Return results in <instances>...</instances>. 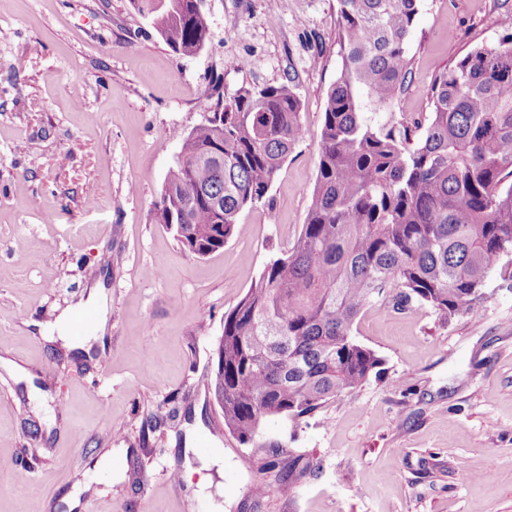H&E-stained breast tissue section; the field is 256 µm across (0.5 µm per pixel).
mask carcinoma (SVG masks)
Returning <instances> with one entry per match:
<instances>
[{"label": "carcinoma", "mask_w": 512, "mask_h": 512, "mask_svg": "<svg viewBox=\"0 0 512 512\" xmlns=\"http://www.w3.org/2000/svg\"><path fill=\"white\" fill-rule=\"evenodd\" d=\"M199 2L131 0L187 57L211 34ZM336 2L342 66L327 93L306 222L224 314L217 347L224 428L257 451L266 419L298 421L382 373L383 359L353 333L367 306L416 303L444 322L475 316L487 275L512 256V26L437 72L428 114L380 125L371 114L392 105L410 73L421 0ZM293 81L232 95L222 73L205 84L210 116L183 140L152 209L190 253L224 247L304 137ZM271 454L288 460L261 464L279 471L252 485L257 502L319 469L292 448Z\"/></svg>", "instance_id": "obj_1"}]
</instances>
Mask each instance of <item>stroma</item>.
<instances>
[{
	"instance_id": "stroma-1",
	"label": "stroma",
	"mask_w": 512,
	"mask_h": 512,
	"mask_svg": "<svg viewBox=\"0 0 512 512\" xmlns=\"http://www.w3.org/2000/svg\"><path fill=\"white\" fill-rule=\"evenodd\" d=\"M202 10L213 39L181 57L130 0H0V458L22 463L0 469V512H512V284L496 271L476 318L366 308L354 333L382 374L300 422L265 421L261 443L321 470L250 498L257 455L212 403L216 349L225 313L306 220L338 14L336 0ZM510 12L512 0H422L411 72L376 122L427 111L437 71L493 45ZM248 56L259 66L232 67ZM216 70L229 94L294 76L307 134L236 234L199 258L151 209L206 121L199 90ZM96 279L103 338L50 340Z\"/></svg>"
}]
</instances>
